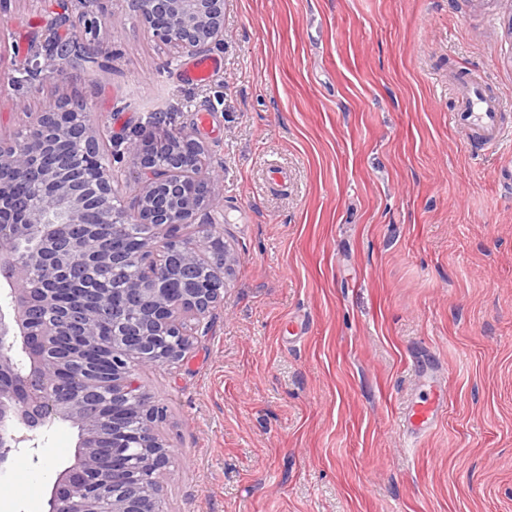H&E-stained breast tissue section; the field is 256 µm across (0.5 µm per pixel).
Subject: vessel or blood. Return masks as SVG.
<instances>
[{
    "label": "vessel or blood",
    "mask_w": 512,
    "mask_h": 512,
    "mask_svg": "<svg viewBox=\"0 0 512 512\" xmlns=\"http://www.w3.org/2000/svg\"><path fill=\"white\" fill-rule=\"evenodd\" d=\"M214 62L199 56L184 69L186 81L203 83L210 79ZM455 107L449 118L453 126L461 129L473 149L493 154L499 152L505 141L512 137V128L504 123L506 103L478 75L468 74L456 81L453 88ZM447 398L441 381L431 380L425 396L410 400L399 423L411 439H419L432 432L446 411Z\"/></svg>",
    "instance_id": "b4317fda"
}]
</instances>
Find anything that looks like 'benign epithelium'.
I'll list each match as a JSON object with an SVG mask.
<instances>
[{
    "label": "benign epithelium",
    "mask_w": 512,
    "mask_h": 512,
    "mask_svg": "<svg viewBox=\"0 0 512 512\" xmlns=\"http://www.w3.org/2000/svg\"><path fill=\"white\" fill-rule=\"evenodd\" d=\"M148 32L176 51H202L223 40L224 0H132ZM119 16L106 8L84 14L83 32L96 36ZM74 60L68 41L48 44L45 69L62 73ZM101 133L85 113L63 97L49 98L32 122L0 137V471L20 444L32 441L56 421L78 429L73 461L51 485L48 512H160V478L170 453L155 432L159 406L141 388L135 371L178 357L189 343L183 318L205 317L221 291L199 288L175 296L167 278L183 277L206 259L216 244L185 238L179 229L223 192V173L207 165L204 144L182 132L144 129L127 140H112L107 154ZM65 148L51 169L40 165L43 151ZM137 161L143 192L125 203L114 183L112 161ZM25 181L29 196H14ZM149 224L153 240L118 253L101 227L122 233L131 220ZM83 224L70 243L60 225ZM127 264L142 276L123 291L138 302L136 333L126 335L123 314L112 309V335L97 325L105 300L96 294L64 308L44 287L50 273L86 279L100 268L118 272ZM124 403L141 421L135 432L122 420L104 419L89 398ZM112 438V447L103 441ZM112 472L128 475L106 493L100 485L104 460Z\"/></svg>",
    "instance_id": "1"
}]
</instances>
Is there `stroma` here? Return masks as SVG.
Segmentation results:
<instances>
[{"instance_id": "obj_1", "label": "stroma", "mask_w": 512, "mask_h": 512, "mask_svg": "<svg viewBox=\"0 0 512 512\" xmlns=\"http://www.w3.org/2000/svg\"><path fill=\"white\" fill-rule=\"evenodd\" d=\"M95 67L0 91V135L65 97L106 136L149 113L198 134L224 192L222 297L183 358L137 377L164 406L162 512H512V146L470 151L452 75L512 103V0H224L202 85L124 0ZM58 0H13L12 70L40 53ZM288 174L271 185L268 164ZM428 358L437 428L397 421ZM77 430L55 422L0 471V512H44Z\"/></svg>"}]
</instances>
